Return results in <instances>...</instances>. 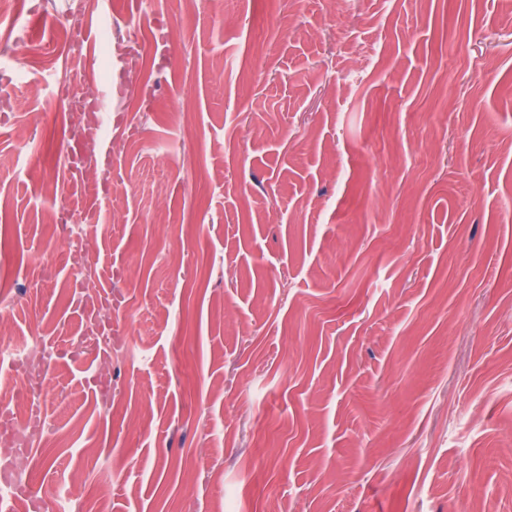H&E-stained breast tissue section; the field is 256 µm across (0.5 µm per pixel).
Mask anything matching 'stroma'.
<instances>
[{"label": "stroma", "mask_w": 512, "mask_h": 512, "mask_svg": "<svg viewBox=\"0 0 512 512\" xmlns=\"http://www.w3.org/2000/svg\"><path fill=\"white\" fill-rule=\"evenodd\" d=\"M28 2L0 116L27 512L72 473L74 512H512V0H83L142 53L93 146L29 91L71 66L70 0ZM91 152L97 194L48 193Z\"/></svg>", "instance_id": "35a3bbf8"}]
</instances>
